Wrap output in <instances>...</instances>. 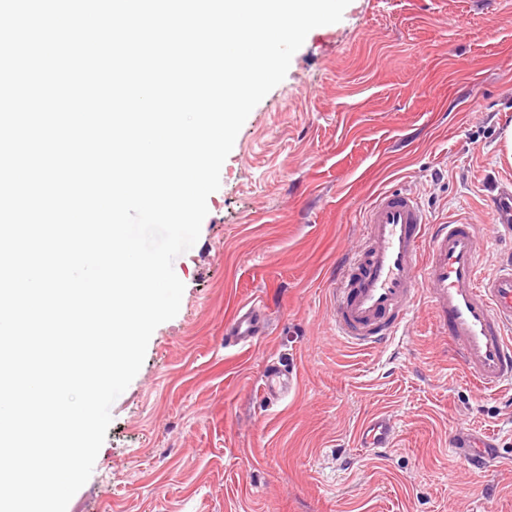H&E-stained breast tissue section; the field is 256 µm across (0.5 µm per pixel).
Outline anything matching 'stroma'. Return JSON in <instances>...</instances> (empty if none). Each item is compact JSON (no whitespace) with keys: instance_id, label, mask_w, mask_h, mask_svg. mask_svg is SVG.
<instances>
[{"instance_id":"1","label":"stroma","mask_w":512,"mask_h":512,"mask_svg":"<svg viewBox=\"0 0 512 512\" xmlns=\"http://www.w3.org/2000/svg\"><path fill=\"white\" fill-rule=\"evenodd\" d=\"M512 0H351L311 30L285 79L251 111L173 262L185 288L111 407L91 477L67 512H512V388L477 392L426 305L406 335L356 351L329 288L380 193L408 190L432 223L483 225L485 273L512 258L491 198L512 191ZM270 333L224 343L242 303ZM297 371L268 400L269 359ZM394 447H358L368 415ZM496 465L473 471L458 434Z\"/></svg>"}]
</instances>
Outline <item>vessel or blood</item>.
<instances>
[{"instance_id":"b4317fda","label":"vessel or blood","mask_w":512,"mask_h":512,"mask_svg":"<svg viewBox=\"0 0 512 512\" xmlns=\"http://www.w3.org/2000/svg\"><path fill=\"white\" fill-rule=\"evenodd\" d=\"M363 232L334 290L333 326L354 348L379 347L410 327L426 302L439 334L457 349L461 368L482 391L512 385V262L490 275L481 270L480 226L462 218L431 223L417 195L380 193L364 209ZM268 334V316L253 302L240 305L224 325V341L249 348ZM293 374L279 360L266 365L268 396L287 394ZM394 418L364 419V448L392 447Z\"/></svg>"}]
</instances>
